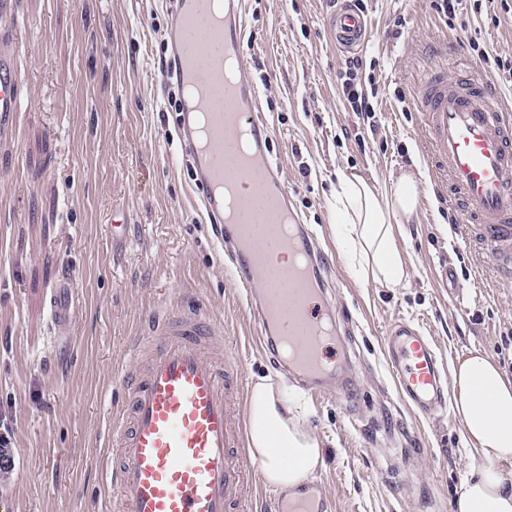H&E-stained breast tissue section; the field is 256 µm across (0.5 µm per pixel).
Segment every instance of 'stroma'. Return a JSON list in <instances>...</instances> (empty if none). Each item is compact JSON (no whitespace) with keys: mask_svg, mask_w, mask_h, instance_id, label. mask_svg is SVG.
<instances>
[{"mask_svg":"<svg viewBox=\"0 0 512 512\" xmlns=\"http://www.w3.org/2000/svg\"><path fill=\"white\" fill-rule=\"evenodd\" d=\"M243 3L245 76L273 130L269 151L291 205L329 260L331 303L344 321L336 373L349 401L297 393L324 448L315 476L335 512H450L468 469L459 422L408 410L384 332L398 318L421 321L444 366L479 348L512 375V286H494L489 259L460 239L413 89L445 57L489 79L512 106V83L494 64L512 56V11L463 0L449 22L433 0H365L370 35L355 56L364 88L376 90L369 119L342 94L350 56L333 42L330 0ZM15 20L22 105L0 146V424L12 460L0 471V512H112L98 469L110 399L156 302L216 319L244 383L286 379L256 344L181 150L165 78L170 0H17ZM343 172L380 186L418 177L416 217L396 232L410 265L404 287L362 281L341 253L330 197ZM116 219L126 226L117 242ZM66 269L79 303L58 341L46 303Z\"/></svg>","mask_w":512,"mask_h":512,"instance_id":"stroma-1","label":"stroma"}]
</instances>
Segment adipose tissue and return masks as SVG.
I'll use <instances>...</instances> for the list:
<instances>
[{
    "label": "adipose tissue",
    "mask_w": 512,
    "mask_h": 512,
    "mask_svg": "<svg viewBox=\"0 0 512 512\" xmlns=\"http://www.w3.org/2000/svg\"><path fill=\"white\" fill-rule=\"evenodd\" d=\"M418 195V182L410 174L381 187L358 174H338L331 195L336 238L362 280L395 289L408 279L394 227L412 222ZM450 386L470 458L451 512H512V378L497 361L474 349L451 368ZM247 406L246 448L259 462L267 485L296 487L323 466L320 440L271 378L252 383Z\"/></svg>",
    "instance_id": "ef3b65f1"
}]
</instances>
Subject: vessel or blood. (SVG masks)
<instances>
[{
	"mask_svg": "<svg viewBox=\"0 0 512 512\" xmlns=\"http://www.w3.org/2000/svg\"><path fill=\"white\" fill-rule=\"evenodd\" d=\"M177 77L186 127V153L201 185V201L217 240L233 251L238 284L250 297L258 341L280 370L313 394L342 398L330 385L335 369L328 339L336 333L325 269L264 144L271 129L259 112L255 87L224 82V63L240 61L241 0H171ZM16 0H0V128L21 104L22 74L14 54ZM344 51L364 46V16L345 0L329 20ZM441 164L439 179L455 201L463 241L486 255L499 284H512V109L494 105L487 83L449 77L428 67L414 98ZM72 277L49 295L58 335L73 323ZM221 330L201 311L158 306L148 331L131 344L134 363L121 379L125 406L114 407L102 464L112 512H240L248 505L251 460L243 446L242 415L227 398L243 391L234 358L212 356ZM387 367L415 415L447 406L446 371L420 323L399 319L384 338ZM276 512H331L320 481L277 500Z\"/></svg>",
	"mask_w": 512,
	"mask_h": 512,
	"instance_id": "obj_1",
	"label": "vessel or blood"
}]
</instances>
